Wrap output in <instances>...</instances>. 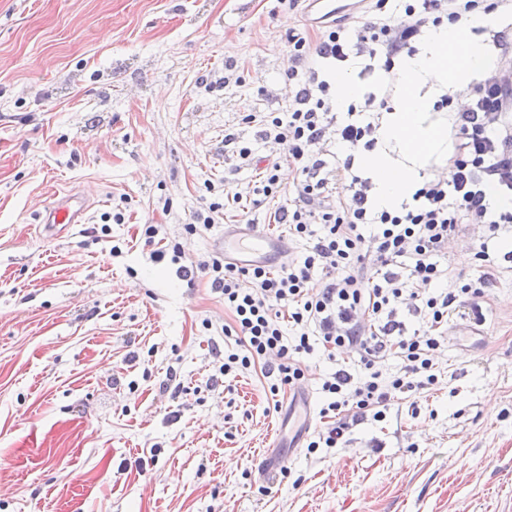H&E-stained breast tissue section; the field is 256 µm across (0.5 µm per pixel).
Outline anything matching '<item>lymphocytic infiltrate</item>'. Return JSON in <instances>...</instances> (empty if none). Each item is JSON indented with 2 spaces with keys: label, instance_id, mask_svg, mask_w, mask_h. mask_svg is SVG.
Listing matches in <instances>:
<instances>
[{
  "label": "lymphocytic infiltrate",
  "instance_id": "obj_1",
  "mask_svg": "<svg viewBox=\"0 0 512 512\" xmlns=\"http://www.w3.org/2000/svg\"><path fill=\"white\" fill-rule=\"evenodd\" d=\"M485 0H376V15L357 29L343 21L322 25L317 37L287 35L295 82L283 112H251L245 124L258 127L263 141L282 145V154L257 158L235 132L225 134L237 167L260 166L253 192L271 196L282 186V162L301 174L293 200L281 203L272 221L288 227L289 237L304 241L295 264L272 270L247 266L212 255L197 263L209 273L212 289L224 298L230 320L224 325L221 372L260 370L272 384L271 395L299 387L310 368L302 357L322 347L329 356L359 358L358 373L338 369L322 378L326 427L307 444L309 452L334 448L353 422L364 416L381 420L397 395L434 384V353L444 341L441 328L460 297L484 294V279L464 284L459 292H438L444 276L439 258L462 223L485 226L487 234L475 257L493 260L501 234L512 231V209L493 208L487 189L512 197V33L493 31L497 53L493 71L469 85L466 104L454 108L443 95L439 108H453L456 144L448 160V177L425 181L401 210L380 208L371 178L356 166L355 151L376 144L377 96L368 93L362 107L340 111L330 67L359 61L363 74L392 68L396 59L414 55L425 34L441 23H458ZM377 269L366 279L364 266ZM321 285H313V277ZM419 321L406 333L403 315ZM289 320L294 336H285ZM390 355L403 363L401 375L386 379L380 363Z\"/></svg>",
  "mask_w": 512,
  "mask_h": 512
}]
</instances>
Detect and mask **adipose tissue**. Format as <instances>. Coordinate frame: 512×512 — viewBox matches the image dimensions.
Segmentation results:
<instances>
[{"label":"adipose tissue","mask_w":512,"mask_h":512,"mask_svg":"<svg viewBox=\"0 0 512 512\" xmlns=\"http://www.w3.org/2000/svg\"><path fill=\"white\" fill-rule=\"evenodd\" d=\"M494 62L487 46L464 29L440 25L380 79L394 88L389 111L379 120L377 145L360 164L372 177L377 203L396 209L411 201L425 174L448 164V115L434 104L448 89L466 88Z\"/></svg>","instance_id":"ef3b65f1"}]
</instances>
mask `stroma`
<instances>
[{"mask_svg":"<svg viewBox=\"0 0 512 512\" xmlns=\"http://www.w3.org/2000/svg\"><path fill=\"white\" fill-rule=\"evenodd\" d=\"M291 28L313 30L305 0H0V512H512V238L481 318L449 314L436 383L312 454L267 378L220 373L208 275L151 257L208 259L250 217L285 238L274 199L186 226L252 189L224 177V132L270 154L241 118L262 86L287 107ZM56 193L85 223H44ZM483 234L450 243L440 288L479 277ZM305 361L312 436L322 377L354 358Z\"/></svg>","mask_w":512,"mask_h":512,"instance_id":"stroma-1","label":"stroma"}]
</instances>
